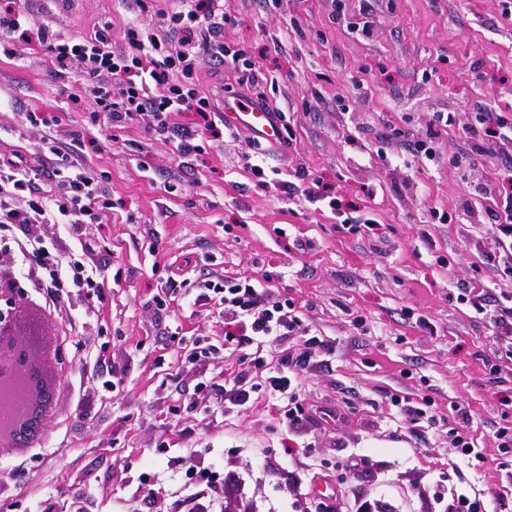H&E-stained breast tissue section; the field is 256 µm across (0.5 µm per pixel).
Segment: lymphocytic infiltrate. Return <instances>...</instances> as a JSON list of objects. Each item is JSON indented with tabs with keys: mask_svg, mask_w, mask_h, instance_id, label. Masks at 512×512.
Masks as SVG:
<instances>
[{
	"mask_svg": "<svg viewBox=\"0 0 512 512\" xmlns=\"http://www.w3.org/2000/svg\"><path fill=\"white\" fill-rule=\"evenodd\" d=\"M128 9L134 17L124 28L126 44L119 50L112 47L108 22L86 40L47 29L35 35L56 75H65L74 65L81 69L89 90L74 93L72 102L89 100L114 126L148 113L162 129L169 114L189 112L198 130L216 133L215 105L209 94L198 90L196 80L201 55L224 56V0H179L178 7L170 11L157 8L155 0H130ZM146 13L155 14L165 27V45L142 35L138 18ZM176 71L182 76L177 83L171 78ZM44 175L51 183L47 190L33 181L26 167L14 162L0 164V224L23 226L22 236L14 240L16 250L24 257L38 256L39 262L28 269L27 278L44 308L52 311L64 304L69 288L90 299L101 297L105 268L68 260L46 248L41 236L31 231L32 226L51 224L59 217L74 233L82 225L98 221L95 175L64 163L45 168ZM265 297L257 280L225 288L224 306L231 314L224 328L225 342L247 334L294 333L299 321L289 306L279 302L265 306Z\"/></svg>",
	"mask_w": 512,
	"mask_h": 512,
	"instance_id": "1",
	"label": "lymphocytic infiltrate"
}]
</instances>
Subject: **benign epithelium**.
I'll use <instances>...</instances> for the list:
<instances>
[{
	"mask_svg": "<svg viewBox=\"0 0 512 512\" xmlns=\"http://www.w3.org/2000/svg\"><path fill=\"white\" fill-rule=\"evenodd\" d=\"M63 360L46 319L32 311L17 282L0 270V453L34 441L52 405L25 399V384L61 377Z\"/></svg>",
	"mask_w": 512,
	"mask_h": 512,
	"instance_id": "7a95c632",
	"label": "benign epithelium"
}]
</instances>
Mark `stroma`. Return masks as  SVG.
Returning a JSON list of instances; mask_svg holds the SVG:
<instances>
[{
  "instance_id": "1",
  "label": "stroma",
  "mask_w": 512,
  "mask_h": 512,
  "mask_svg": "<svg viewBox=\"0 0 512 512\" xmlns=\"http://www.w3.org/2000/svg\"><path fill=\"white\" fill-rule=\"evenodd\" d=\"M32 29L71 38L112 24L119 0H16ZM224 47L266 48L261 90L284 115L283 142L264 145V173L246 160L251 136L204 135L179 150L187 116L158 131L150 116L99 139L105 113L73 105L80 68L57 77L37 42L0 56V159L53 162L42 137L99 177L106 219L81 236L38 231L85 263L108 262L76 330L60 348V398L24 467L0 456V512H171L198 494L245 512H311L313 477L338 512H453L458 494L512 497V270L490 219L494 187L512 176V140L488 138L465 166L459 130L477 113L512 120V7L503 0H224ZM368 28L360 36L358 28ZM454 126L436 158L409 150L439 114ZM374 230L343 223L307 192L323 184ZM262 280L301 321L292 336L224 343L222 305L205 283ZM466 300H457L458 285ZM480 300L476 312L472 300ZM317 338L309 363L289 357ZM289 371L312 421L287 425L288 401L267 388ZM253 392L239 404L231 381ZM408 400L415 414L392 406ZM470 431L482 459L454 457L449 432ZM206 480L186 485L187 467ZM302 483L287 486L292 476Z\"/></svg>"
}]
</instances>
